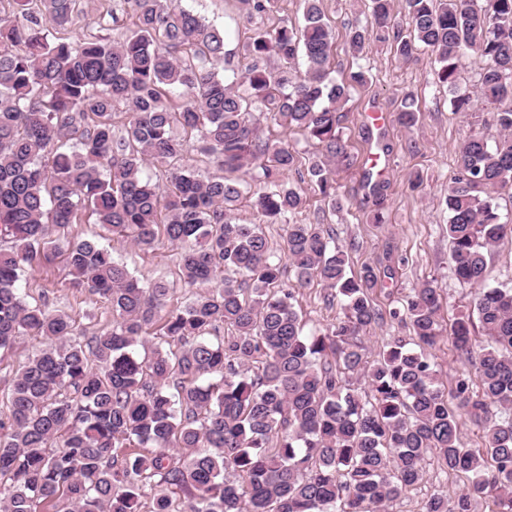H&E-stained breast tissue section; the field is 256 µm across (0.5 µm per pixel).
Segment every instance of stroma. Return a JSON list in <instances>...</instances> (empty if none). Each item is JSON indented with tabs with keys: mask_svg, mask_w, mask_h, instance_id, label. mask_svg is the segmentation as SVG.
<instances>
[{
	"mask_svg": "<svg viewBox=\"0 0 512 512\" xmlns=\"http://www.w3.org/2000/svg\"><path fill=\"white\" fill-rule=\"evenodd\" d=\"M181 4L226 31L231 56L222 74L229 82L239 79L248 64L245 45L250 37L249 30L239 22L243 10L240 0H181ZM322 8L334 35L332 68L336 80H348L360 66L370 79L352 89L342 119L343 136L355 162L338 173V206L324 202L313 184L301 183L307 206L298 219L304 223L323 220L337 245L348 248L353 274H360L368 266L378 272L372 298L380 309L401 307L410 289L433 279L442 291L441 315L445 322H452L466 310L472 292L454 274L446 231L448 210L444 199L455 169V151L477 130L491 146L502 136L492 106L475 93L483 63L475 55L463 60L459 86L471 94L470 109L454 111L427 49L417 48L411 58L404 59L396 55L392 43L373 42L360 59L352 58L347 35L352 27L365 24L368 0H322ZM406 96L414 99L420 111V121L411 129L395 121L396 110ZM373 112L382 113L383 121L372 123L369 115ZM378 134L389 147L387 153L377 151L374 137ZM374 164L382 169L387 182L383 221L379 224L373 221V207L364 186V173ZM412 173L422 177L415 189L408 184ZM111 246L114 258L141 280H167L174 290L173 304L186 300L187 290L178 278L176 247L163 239L151 250L118 240ZM23 286L33 301L44 295L60 298L85 336L112 327L108 305L87 290L71 287L69 271L61 258L36 260L28 268ZM324 295L316 281L296 289L297 308L306 331L324 328L338 316V309L325 305ZM462 486V478L444 471L435 458H428L425 479L406 489L389 505L388 512H421L433 493L452 495Z\"/></svg>",
	"mask_w": 512,
	"mask_h": 512,
	"instance_id": "1",
	"label": "stroma"
}]
</instances>
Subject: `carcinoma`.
Segmentation results:
<instances>
[{
	"mask_svg": "<svg viewBox=\"0 0 512 512\" xmlns=\"http://www.w3.org/2000/svg\"><path fill=\"white\" fill-rule=\"evenodd\" d=\"M122 2L134 29L115 42L69 35L79 0H0V236L13 242L0 249V357L23 336L46 340L10 378L0 512H141L146 500L150 512H385L423 481L430 455L467 484L452 499L432 495L423 512H474L490 494L496 512H512V289L484 285L487 255L512 243L491 202L512 187V0H405L406 38L393 0H370V24L349 38L355 54L371 39L393 40L404 59L429 48L457 112L470 106L461 61L477 55L478 93L505 132L493 147L475 133L448 183L451 260L477 287L472 312L452 325L461 361L452 389L428 354L443 332L432 282L389 312L410 339L387 343L373 365L363 359L357 336L384 321L370 296L378 276L348 273L347 253L321 222L293 220L306 198L285 182L294 170L334 201L335 171L319 159L299 172L288 142L263 138L254 122L261 109L350 165L340 124L351 85L368 76L331 77L321 0H301V22L272 30L261 19L275 0H241L254 25L252 64L232 83L216 72L223 32L173 0ZM114 112L126 115L121 135ZM416 112L405 97L396 121L412 128ZM175 126L187 138H174ZM192 148L224 175L185 166ZM149 163L166 167V190L144 175ZM364 178L383 207L385 181ZM250 179L259 222L241 224L233 212ZM82 210L143 250L163 232L183 247L184 285L219 277L221 286L172 308L167 281H140L100 240L52 244V231ZM264 224L287 225L283 255ZM50 247L64 249L71 287L109 304L112 330L81 336L65 310L26 299L24 273ZM287 267L300 288L323 283L326 303L340 305L336 322L303 332ZM226 269L237 278L222 277ZM475 318L485 345L473 343ZM224 329V340L208 339ZM153 330L169 348L142 356ZM353 375L367 389L351 386ZM463 416L484 425L482 446L461 444Z\"/></svg>",
	"mask_w": 512,
	"mask_h": 512,
	"instance_id": "obj_1",
	"label": "carcinoma"
}]
</instances>
